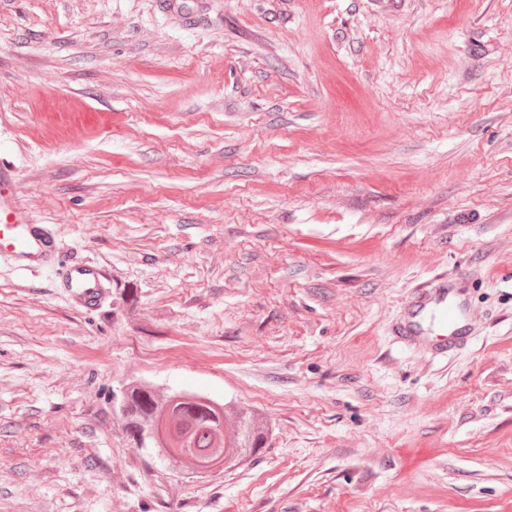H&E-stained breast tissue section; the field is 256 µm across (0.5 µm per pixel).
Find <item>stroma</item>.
I'll return each mask as SVG.
<instances>
[{
  "label": "stroma",
  "mask_w": 512,
  "mask_h": 512,
  "mask_svg": "<svg viewBox=\"0 0 512 512\" xmlns=\"http://www.w3.org/2000/svg\"><path fill=\"white\" fill-rule=\"evenodd\" d=\"M0 166L59 247L0 260V512H512V0H0ZM132 382L267 443L175 472ZM62 280L69 296L86 309L99 305L106 288L101 268L91 260L66 266ZM465 304L462 288L433 282L415 288L394 335L403 345L419 346L433 357H448L468 342L469 330L462 319Z\"/></svg>",
  "instance_id": "35a3bbf8"
}]
</instances>
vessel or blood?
<instances>
[{
  "instance_id": "vessel-or-blood-1",
  "label": "vessel or blood",
  "mask_w": 512,
  "mask_h": 512,
  "mask_svg": "<svg viewBox=\"0 0 512 512\" xmlns=\"http://www.w3.org/2000/svg\"><path fill=\"white\" fill-rule=\"evenodd\" d=\"M13 176L0 167V259L6 258L26 266L44 263L50 248L47 236L32 216L13 200L10 190ZM63 285L81 307L99 305L105 292V276L93 261L66 266ZM464 292L447 284H426L414 289L406 316L394 328L403 345L422 348L432 356H447L467 344L469 330L462 313Z\"/></svg>"
}]
</instances>
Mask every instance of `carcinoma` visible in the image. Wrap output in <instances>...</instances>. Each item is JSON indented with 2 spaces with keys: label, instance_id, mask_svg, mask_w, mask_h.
Wrapping results in <instances>:
<instances>
[{
  "label": "carcinoma",
  "instance_id": "cac0c4a2",
  "mask_svg": "<svg viewBox=\"0 0 512 512\" xmlns=\"http://www.w3.org/2000/svg\"><path fill=\"white\" fill-rule=\"evenodd\" d=\"M116 410L138 448H151L171 467L198 471L224 467V457L244 459L263 447L266 424L245 410L206 397L176 393L159 399L150 386L129 384Z\"/></svg>",
  "mask_w": 512,
  "mask_h": 512
}]
</instances>
